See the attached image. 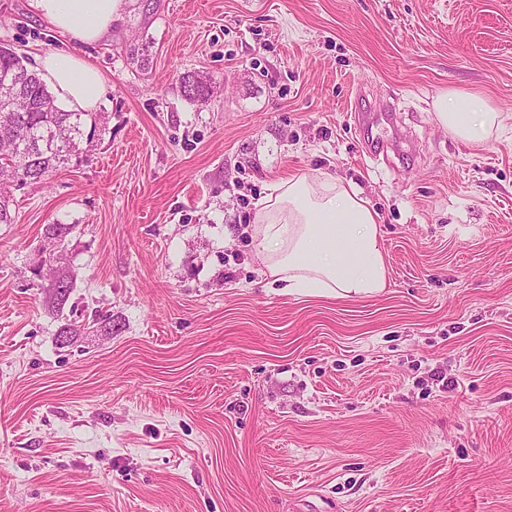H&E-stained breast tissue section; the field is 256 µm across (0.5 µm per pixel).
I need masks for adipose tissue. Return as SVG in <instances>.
<instances>
[{
  "instance_id": "adipose-tissue-1",
  "label": "adipose tissue",
  "mask_w": 512,
  "mask_h": 512,
  "mask_svg": "<svg viewBox=\"0 0 512 512\" xmlns=\"http://www.w3.org/2000/svg\"><path fill=\"white\" fill-rule=\"evenodd\" d=\"M33 11L57 31L94 43L121 19L125 0H30ZM40 75L58 101L90 110L104 87L102 73L62 49L38 58ZM438 123L457 138L481 143L501 115L481 104L462 111L451 96L433 103ZM255 238L264 273L280 293L337 299L367 297L386 286L387 268L377 215L359 192L333 177H280L256 204Z\"/></svg>"
}]
</instances>
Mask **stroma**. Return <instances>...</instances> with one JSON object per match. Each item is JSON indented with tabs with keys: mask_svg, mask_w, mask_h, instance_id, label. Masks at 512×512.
Here are the masks:
<instances>
[{
	"mask_svg": "<svg viewBox=\"0 0 512 512\" xmlns=\"http://www.w3.org/2000/svg\"><path fill=\"white\" fill-rule=\"evenodd\" d=\"M0 43L105 79L92 151L0 224V512H512V0H128L92 44L0 0ZM324 173L379 215L378 295L263 280L267 181ZM179 85L182 97L190 103L205 101L210 95V83L198 72L184 73L179 78ZM435 118L457 138L479 144L501 126V113L475 102L470 112L462 111L451 96L443 94L433 103Z\"/></svg>",
	"mask_w": 512,
	"mask_h": 512,
	"instance_id": "1",
	"label": "stroma"
}]
</instances>
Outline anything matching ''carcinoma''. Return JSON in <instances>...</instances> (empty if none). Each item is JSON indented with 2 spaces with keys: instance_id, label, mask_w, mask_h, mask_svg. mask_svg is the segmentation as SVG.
Returning <instances> with one entry per match:
<instances>
[{
  "instance_id": "1",
  "label": "carcinoma",
  "mask_w": 512,
  "mask_h": 512,
  "mask_svg": "<svg viewBox=\"0 0 512 512\" xmlns=\"http://www.w3.org/2000/svg\"><path fill=\"white\" fill-rule=\"evenodd\" d=\"M2 74L17 75L21 97L34 103L29 112H8L0 107V224H11L13 199L7 184L38 183L70 162H80L95 136L97 122L91 112L58 107L38 73L8 44L0 46ZM179 85L182 97L190 103L202 102L210 95V83L197 72L183 74ZM72 288V281L65 276L52 283L57 310H63Z\"/></svg>"
}]
</instances>
